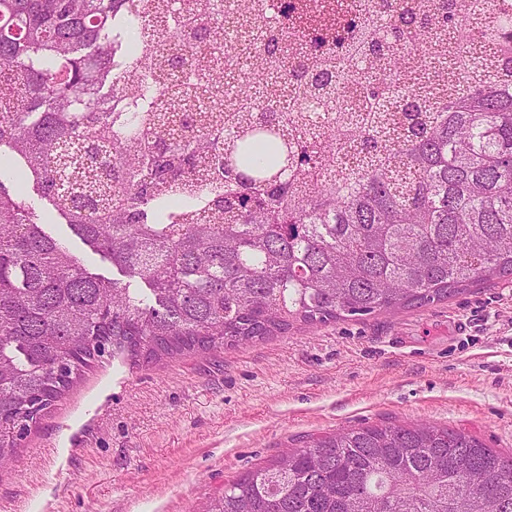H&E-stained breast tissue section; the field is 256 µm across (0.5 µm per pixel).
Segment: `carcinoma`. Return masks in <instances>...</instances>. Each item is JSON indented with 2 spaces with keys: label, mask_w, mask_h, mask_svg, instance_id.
I'll use <instances>...</instances> for the list:
<instances>
[{
  "label": "carcinoma",
  "mask_w": 512,
  "mask_h": 512,
  "mask_svg": "<svg viewBox=\"0 0 512 512\" xmlns=\"http://www.w3.org/2000/svg\"><path fill=\"white\" fill-rule=\"evenodd\" d=\"M219 0L169 30L125 0H0V466L106 356L129 365L448 298L512 275V16L487 0ZM125 36L112 38L116 20ZM468 24L456 65L439 47ZM155 57H140L146 38ZM303 48L283 60L289 38ZM224 42V116L193 117L166 45ZM327 113L317 129L309 113ZM360 163L340 171L350 144ZM32 192L122 279L35 222ZM512 512V454L427 424L324 435L224 486L208 512Z\"/></svg>",
  "instance_id": "cac0c4a2"
}]
</instances>
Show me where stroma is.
I'll return each instance as SVG.
<instances>
[{"instance_id": "stroma-1", "label": "stroma", "mask_w": 512, "mask_h": 512, "mask_svg": "<svg viewBox=\"0 0 512 512\" xmlns=\"http://www.w3.org/2000/svg\"><path fill=\"white\" fill-rule=\"evenodd\" d=\"M383 422L512 453V276L156 364L103 360L0 467V512H206L284 450Z\"/></svg>"}]
</instances>
